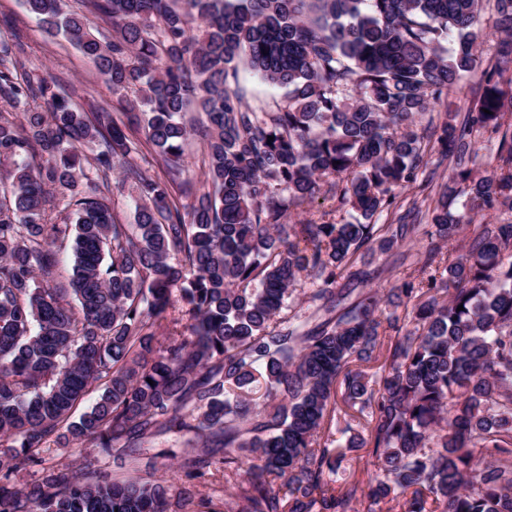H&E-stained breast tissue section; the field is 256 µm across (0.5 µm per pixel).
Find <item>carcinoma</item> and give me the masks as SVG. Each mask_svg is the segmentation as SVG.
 I'll return each mask as SVG.
<instances>
[{"label": "carcinoma", "instance_id": "cac0c4a2", "mask_svg": "<svg viewBox=\"0 0 512 512\" xmlns=\"http://www.w3.org/2000/svg\"><path fill=\"white\" fill-rule=\"evenodd\" d=\"M86 2L110 35L66 0L24 5L95 62L122 111L80 112L36 70L18 74L20 30L0 45V99L21 111L0 113V512H181L163 483L87 466L11 483L51 441L124 459L171 434L190 448L187 476L224 467V512H352L359 494L403 497L404 512H512V223L442 252L481 211H512V136L487 174L472 168L475 135L512 118L498 64L481 66L483 0ZM493 5L497 56L512 61V0ZM242 63L286 90L281 106L243 104ZM476 73L472 107L432 132L453 174L427 208L429 246L400 254L387 312L366 290L385 269L365 254L416 236V200L378 220L428 165L417 119ZM192 136L205 184L183 207ZM146 145L162 174L134 163ZM329 179L349 219L287 223ZM127 185L134 223L121 224L109 201ZM66 244L72 273L56 283ZM339 394L368 429L346 447L370 448L375 471L336 496L323 430Z\"/></svg>", "mask_w": 512, "mask_h": 512}]
</instances>
